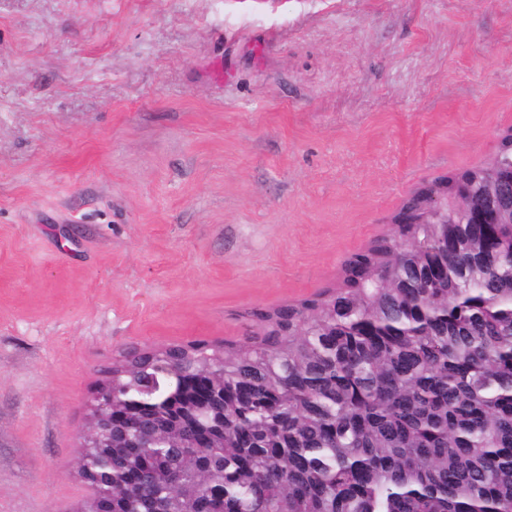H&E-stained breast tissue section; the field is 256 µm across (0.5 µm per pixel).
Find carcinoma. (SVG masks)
<instances>
[{
  "instance_id": "obj_1",
  "label": "carcinoma",
  "mask_w": 512,
  "mask_h": 512,
  "mask_svg": "<svg viewBox=\"0 0 512 512\" xmlns=\"http://www.w3.org/2000/svg\"><path fill=\"white\" fill-rule=\"evenodd\" d=\"M497 188L512 133L417 191L337 289L254 313L250 344L125 353L82 512H512V224L463 213ZM218 385L224 435L192 433L184 393Z\"/></svg>"
}]
</instances>
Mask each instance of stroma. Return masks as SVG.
Returning a JSON list of instances; mask_svg holds the SVG:
<instances>
[{
    "instance_id": "obj_1",
    "label": "stroma",
    "mask_w": 512,
    "mask_h": 512,
    "mask_svg": "<svg viewBox=\"0 0 512 512\" xmlns=\"http://www.w3.org/2000/svg\"><path fill=\"white\" fill-rule=\"evenodd\" d=\"M512 129V0H0V512H77L132 347L250 342Z\"/></svg>"
}]
</instances>
